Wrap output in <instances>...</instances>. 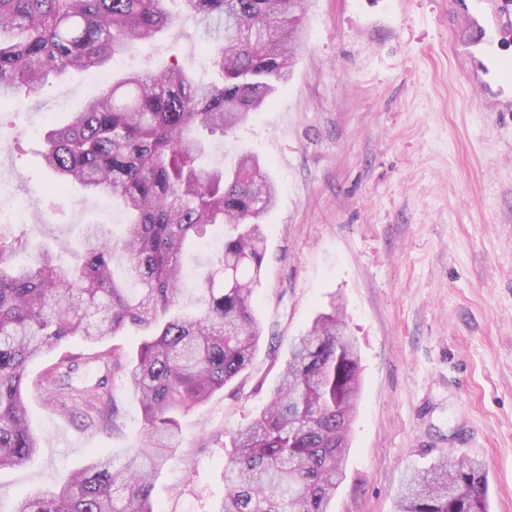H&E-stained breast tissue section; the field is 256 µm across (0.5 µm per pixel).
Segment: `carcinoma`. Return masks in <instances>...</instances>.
<instances>
[{
  "instance_id": "carcinoma-1",
  "label": "carcinoma",
  "mask_w": 512,
  "mask_h": 512,
  "mask_svg": "<svg viewBox=\"0 0 512 512\" xmlns=\"http://www.w3.org/2000/svg\"><path fill=\"white\" fill-rule=\"evenodd\" d=\"M174 0H0V99L42 89L72 70L103 68L171 28ZM308 0H184L219 79L201 84L174 65L129 71L64 126L45 131L53 190L74 183L127 214L116 238L88 224L82 250L47 251L18 268L21 242L0 232V468L25 465L41 447L28 425L27 366L70 340L103 345L134 328L142 341L99 354L123 373L144 433L123 456L95 448L58 489L26 497L17 512H155L153 474L179 436V417L253 363L261 330L253 294L265 256L260 220L276 188L259 158H210L198 137L246 124L288 82L304 43ZM222 227V249L182 307L186 249ZM126 262V282L112 260ZM103 376L82 389L90 423L117 431L119 407ZM361 389L358 350L336 312L317 316L280 364L266 407L231 433L224 499L216 512H328L343 480ZM395 512H490L486 465L453 452L410 469Z\"/></svg>"
}]
</instances>
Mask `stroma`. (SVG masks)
Returning <instances> with one entry per match:
<instances>
[{"instance_id": "stroma-1", "label": "stroma", "mask_w": 512, "mask_h": 512, "mask_svg": "<svg viewBox=\"0 0 512 512\" xmlns=\"http://www.w3.org/2000/svg\"><path fill=\"white\" fill-rule=\"evenodd\" d=\"M452 0H310L307 34L288 83L214 154H257L278 187L264 218V279L254 293L263 337L238 394L217 392L180 420L183 440L153 482L158 512H215L224 497V436L269 400L296 339L337 306L357 340L362 390L345 477L331 512H394L405 470L448 452L483 461L491 512H512V118L477 97V67L449 51L474 28ZM126 66L171 64L211 80L196 22L143 41ZM116 73L92 68L0 102V193L46 187L44 133L66 124ZM110 200L79 188L42 197L11 235L68 257L85 225L118 230ZM81 354L72 384L107 377L118 431L87 425L81 399L57 402L44 384L61 354ZM73 342L33 360L29 425L41 439L25 466L0 470V512L59 484L91 449L134 447L141 412L122 374Z\"/></svg>"}]
</instances>
